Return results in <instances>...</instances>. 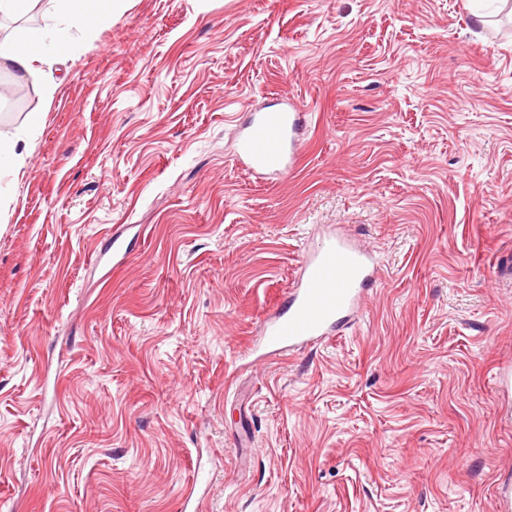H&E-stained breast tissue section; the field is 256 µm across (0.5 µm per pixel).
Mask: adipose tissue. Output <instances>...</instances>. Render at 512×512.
<instances>
[{"mask_svg":"<svg viewBox=\"0 0 512 512\" xmlns=\"http://www.w3.org/2000/svg\"><path fill=\"white\" fill-rule=\"evenodd\" d=\"M123 5L124 0H55L45 24L29 25L18 36L0 39V67L38 76L41 65L49 61L47 48L59 55L70 53L73 34L111 25Z\"/></svg>","mask_w":512,"mask_h":512,"instance_id":"1","label":"adipose tissue"}]
</instances>
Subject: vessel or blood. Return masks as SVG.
Listing matches in <instances>:
<instances>
[{"mask_svg":"<svg viewBox=\"0 0 512 512\" xmlns=\"http://www.w3.org/2000/svg\"><path fill=\"white\" fill-rule=\"evenodd\" d=\"M305 122V112L288 100L257 111L238 138L237 162L261 176H288L298 164ZM301 273L285 304L264 324L260 344L268 355L320 344L361 306L373 278L368 252L338 234L303 254Z\"/></svg>","mask_w":512,"mask_h":512,"instance_id":"b4317fda","label":"vessel or blood"}]
</instances>
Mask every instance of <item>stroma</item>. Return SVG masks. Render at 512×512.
I'll use <instances>...</instances> for the list:
<instances>
[{"label":"stroma","instance_id":"35a3bbf8","mask_svg":"<svg viewBox=\"0 0 512 512\" xmlns=\"http://www.w3.org/2000/svg\"><path fill=\"white\" fill-rule=\"evenodd\" d=\"M52 77L0 69V512H493L512 5L125 0ZM284 95L311 121L265 180L235 133ZM331 232L382 269L361 313L254 359ZM17 142L0 137V180L6 175H13L15 182L21 178V156L17 152ZM6 164V165H5Z\"/></svg>","mask_w":512,"mask_h":512}]
</instances>
